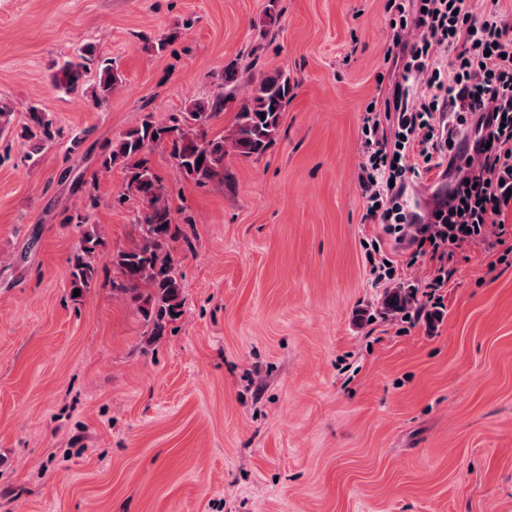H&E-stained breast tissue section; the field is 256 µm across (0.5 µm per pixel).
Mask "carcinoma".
<instances>
[{"mask_svg": "<svg viewBox=\"0 0 512 512\" xmlns=\"http://www.w3.org/2000/svg\"><path fill=\"white\" fill-rule=\"evenodd\" d=\"M91 55L93 49L87 48L84 55L57 65L50 75L52 88L64 92L81 88ZM242 78L237 65L225 66L217 75L218 90L210 97L189 103L162 122L146 117L113 140L100 155V169L119 167L124 173L125 190L117 203L122 205L131 199L138 202L134 224L140 240L112 253L110 283L112 295L124 299L144 323L149 345L173 330L172 324L182 315L184 297L176 250L180 242L190 245L186 231L175 222L169 191L151 166L149 153L158 146H169L175 173L199 186L224 178V159L229 154L244 158L264 154L277 138L295 83L288 71L278 69L254 82L249 94L240 99ZM121 82L117 68L105 64L99 70L92 97L98 102L108 98ZM230 107L235 115L227 135H208L212 123ZM52 128L48 113L33 107L21 127V137L31 142L32 153L40 154L53 139ZM76 224L82 230L79 247L70 258V288L83 295L96 284L94 255L102 240L97 226L89 223V213L77 214ZM413 303V293L404 289L386 294L383 300L384 306L397 312Z\"/></svg>", "mask_w": 512, "mask_h": 512, "instance_id": "obj_1", "label": "carcinoma"}]
</instances>
